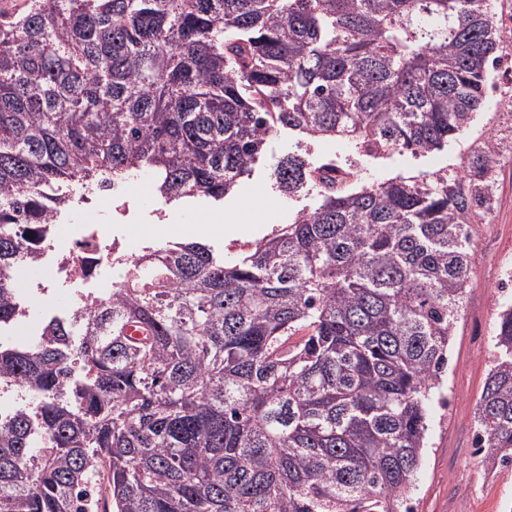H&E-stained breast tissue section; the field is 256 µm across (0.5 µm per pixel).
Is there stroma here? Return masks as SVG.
I'll return each mask as SVG.
<instances>
[{"mask_svg":"<svg viewBox=\"0 0 512 512\" xmlns=\"http://www.w3.org/2000/svg\"><path fill=\"white\" fill-rule=\"evenodd\" d=\"M488 139L497 144L500 154L494 171L495 196L491 211L468 227L474 242L469 258V290L448 350L445 399L433 405L429 446L413 494L414 512H503V500L512 499V472H486L475 459L473 448L476 403L493 353L498 306L503 301L498 293L499 270L502 263H512V112L502 111L496 101H489L456 140L431 153L360 156L331 139L307 146L311 165L333 158L355 165L362 182L373 183L397 176H425L444 169L458 171L472 150ZM298 140V135L285 131L273 136L252 175L243 179L224 202L197 198L186 204L164 205L153 191L150 175L140 172L127 182L132 196L125 213L114 212L111 201L105 199L94 214L81 209L68 215L66 221L80 224L91 216L96 223L111 224L113 238L126 243L128 254L134 255L148 246L184 239L185 225L207 224L215 216L246 209L253 215L246 232L216 230L205 236L206 242L223 249L225 261H233L241 244L261 239L273 225L288 223L298 212L316 207V192L288 199L270 189L272 169ZM159 222L166 224L165 232H153V224ZM14 285L31 327L45 315L72 306L80 295L79 288L59 284L42 265L16 270Z\"/></svg>","mask_w":512,"mask_h":512,"instance_id":"obj_1","label":"stroma"}]
</instances>
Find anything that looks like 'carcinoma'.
<instances>
[{
	"label": "carcinoma",
	"mask_w": 512,
	"mask_h": 512,
	"mask_svg": "<svg viewBox=\"0 0 512 512\" xmlns=\"http://www.w3.org/2000/svg\"><path fill=\"white\" fill-rule=\"evenodd\" d=\"M504 42L490 0H27L0 21V325L85 196L146 171L168 204L222 201L283 130L440 150ZM495 164L362 184L288 154L273 189L319 204L235 261L112 251V294L0 342V512H413ZM493 348L475 440L509 471L512 302Z\"/></svg>",
	"instance_id": "carcinoma-1"
}]
</instances>
